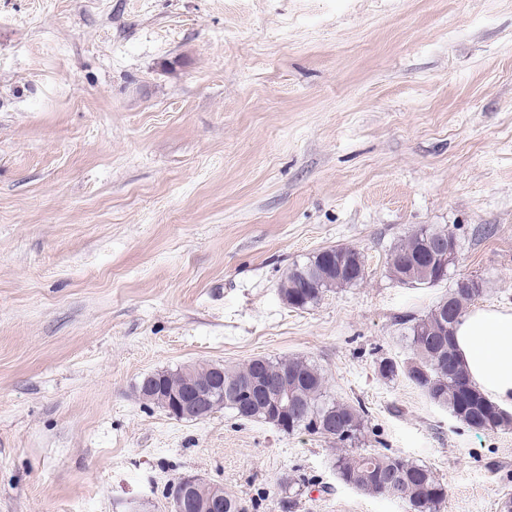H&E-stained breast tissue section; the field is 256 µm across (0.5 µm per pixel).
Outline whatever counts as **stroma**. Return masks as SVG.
<instances>
[{"label":"stroma","instance_id":"35a3bbf8","mask_svg":"<svg viewBox=\"0 0 512 512\" xmlns=\"http://www.w3.org/2000/svg\"><path fill=\"white\" fill-rule=\"evenodd\" d=\"M421 226L459 261L411 286L387 258ZM332 246L364 281L289 307ZM462 277L512 307V0H0V512H168L186 474L247 512H406L317 436L138 394L255 357L317 365L356 451L431 467L443 512H500L512 425L377 371ZM345 250L348 256V261L351 262L357 270H360V275L352 276L347 273L336 272L334 277L328 282H323L316 288H304L301 278L297 273L299 268L306 265L318 264L324 255L333 252L334 249ZM365 256L364 254L354 247H328L308 257L302 263H294L283 276L280 283V294L288 306L295 309H308L317 305L327 292L334 288H347L355 286L365 279Z\"/></svg>","mask_w":512,"mask_h":512}]
</instances>
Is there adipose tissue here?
I'll use <instances>...</instances> for the list:
<instances>
[{
  "instance_id": "1",
  "label": "adipose tissue",
  "mask_w": 512,
  "mask_h": 512,
  "mask_svg": "<svg viewBox=\"0 0 512 512\" xmlns=\"http://www.w3.org/2000/svg\"><path fill=\"white\" fill-rule=\"evenodd\" d=\"M458 358L472 383L501 409L512 407V309L475 308L455 328Z\"/></svg>"
}]
</instances>
